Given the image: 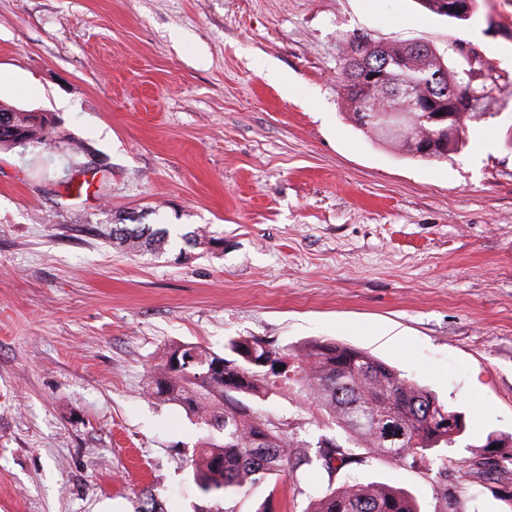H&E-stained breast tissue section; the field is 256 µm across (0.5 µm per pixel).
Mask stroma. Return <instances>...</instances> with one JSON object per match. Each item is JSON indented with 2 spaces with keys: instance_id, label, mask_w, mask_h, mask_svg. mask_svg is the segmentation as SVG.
I'll list each match as a JSON object with an SVG mask.
<instances>
[{
  "instance_id": "1",
  "label": "stroma",
  "mask_w": 512,
  "mask_h": 512,
  "mask_svg": "<svg viewBox=\"0 0 512 512\" xmlns=\"http://www.w3.org/2000/svg\"><path fill=\"white\" fill-rule=\"evenodd\" d=\"M353 39L473 48L498 84L486 118L437 161L367 136L336 81ZM0 103L80 146L0 149V512H193L195 426L147 376L165 344L238 336L367 351L467 436L421 470H307L227 512H304L351 480L506 512L512 474L470 464L512 437V0L462 23L416 0H0ZM128 217L165 249L114 245ZM261 408L336 433L295 384Z\"/></svg>"
}]
</instances>
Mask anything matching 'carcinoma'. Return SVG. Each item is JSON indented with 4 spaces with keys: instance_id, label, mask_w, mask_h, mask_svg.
<instances>
[{
    "instance_id": "obj_1",
    "label": "carcinoma",
    "mask_w": 512,
    "mask_h": 512,
    "mask_svg": "<svg viewBox=\"0 0 512 512\" xmlns=\"http://www.w3.org/2000/svg\"><path fill=\"white\" fill-rule=\"evenodd\" d=\"M362 45L361 40L349 44L337 80L348 111L356 114L364 107L374 111L377 121L366 134L379 141L391 142L380 121L396 99L377 89L363 104L356 87L365 69H380L397 56L408 59L409 74L425 73L422 92L437 98L438 106H443L444 90H458L472 100L463 134L482 116L479 103L494 98L497 86L484 76L486 61L476 54H463L458 43L452 48L456 61L425 44L386 43L370 52ZM3 116L28 144L56 146L52 116L0 104ZM464 141L461 136L431 154L410 150L407 154L437 160ZM112 238L128 253L152 252L163 247L166 231L132 218L128 224L113 225ZM225 349L224 353L192 343L170 344L150 371L147 384L151 397L180 406L197 426L192 477L207 497L224 500L247 485L275 483L302 467L320 464L330 470L334 460L362 462L364 452L420 469L445 456L466 436L460 412L366 351L323 340L275 348L253 336L233 338ZM273 357L286 358L291 364L278 372L266 365ZM281 379L298 385L305 399L332 419L337 434L313 444L305 438H289L270 423L257 404ZM305 512L420 510L416 500L400 489L359 482L327 486L310 500Z\"/></svg>"
}]
</instances>
